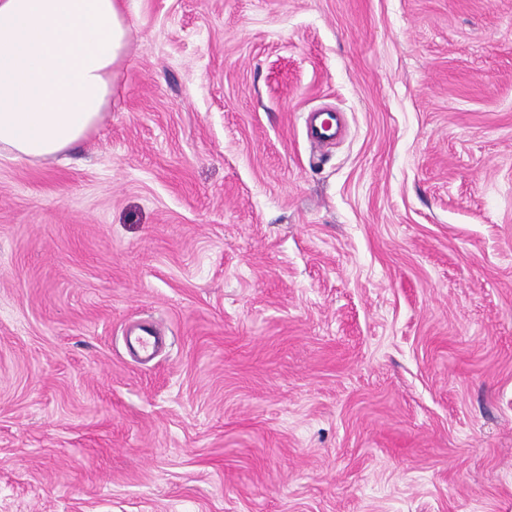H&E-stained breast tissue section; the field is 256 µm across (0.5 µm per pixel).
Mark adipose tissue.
<instances>
[{
    "label": "adipose tissue",
    "instance_id": "adipose-tissue-1",
    "mask_svg": "<svg viewBox=\"0 0 512 512\" xmlns=\"http://www.w3.org/2000/svg\"><path fill=\"white\" fill-rule=\"evenodd\" d=\"M128 29L118 0H0V151L47 160L93 130Z\"/></svg>",
    "mask_w": 512,
    "mask_h": 512
}]
</instances>
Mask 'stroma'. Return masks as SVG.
<instances>
[{
	"instance_id": "35a3bbf8",
	"label": "stroma",
	"mask_w": 512,
	"mask_h": 512,
	"mask_svg": "<svg viewBox=\"0 0 512 512\" xmlns=\"http://www.w3.org/2000/svg\"><path fill=\"white\" fill-rule=\"evenodd\" d=\"M120 4L0 158V512H512V0ZM163 339L164 337L160 336L156 328L151 330L144 327L140 335L133 338L127 336V343L133 350L142 353L145 358L150 359L158 352Z\"/></svg>"
}]
</instances>
